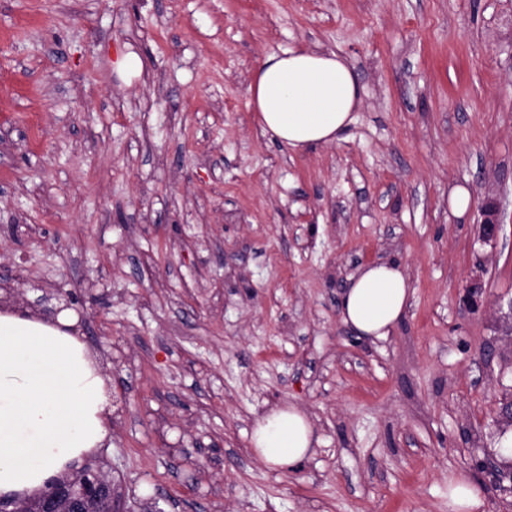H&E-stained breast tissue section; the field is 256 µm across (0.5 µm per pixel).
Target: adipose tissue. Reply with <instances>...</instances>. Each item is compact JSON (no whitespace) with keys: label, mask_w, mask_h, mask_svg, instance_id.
<instances>
[{"label":"adipose tissue","mask_w":512,"mask_h":512,"mask_svg":"<svg viewBox=\"0 0 512 512\" xmlns=\"http://www.w3.org/2000/svg\"><path fill=\"white\" fill-rule=\"evenodd\" d=\"M249 93L262 132L299 152L340 140L360 106L346 59L309 49L266 55ZM411 295L399 261L366 264L342 291L341 321L359 337L387 338ZM111 415V395L77 336L46 320L0 311V495L35 493L103 447ZM313 438L308 416L288 405L256 419L250 442L269 468L293 470L306 460Z\"/></svg>","instance_id":"adipose-tissue-1"}]
</instances>
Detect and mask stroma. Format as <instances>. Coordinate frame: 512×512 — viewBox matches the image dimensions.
Here are the masks:
<instances>
[{
    "label": "stroma",
    "mask_w": 512,
    "mask_h": 512,
    "mask_svg": "<svg viewBox=\"0 0 512 512\" xmlns=\"http://www.w3.org/2000/svg\"><path fill=\"white\" fill-rule=\"evenodd\" d=\"M288 48L353 66L340 141L299 153L261 133L250 77ZM384 258L410 306L363 339L340 295ZM1 272L18 311L36 284L71 300L112 395L93 458L125 496L448 512L463 472L512 512L493 476L512 463V0H0ZM288 403L318 442L277 471L250 431ZM481 237L485 243H491L498 237L501 227L500 205L496 199L488 198L481 206Z\"/></svg>",
    "instance_id": "35a3bbf8"
}]
</instances>
